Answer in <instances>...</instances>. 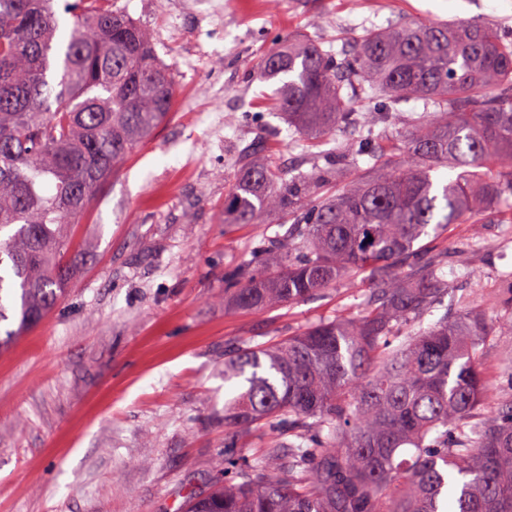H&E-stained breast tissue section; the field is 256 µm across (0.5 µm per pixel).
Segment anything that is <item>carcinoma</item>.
Returning a JSON list of instances; mask_svg holds the SVG:
<instances>
[{"label":"carcinoma","mask_w":512,"mask_h":512,"mask_svg":"<svg viewBox=\"0 0 512 512\" xmlns=\"http://www.w3.org/2000/svg\"><path fill=\"white\" fill-rule=\"evenodd\" d=\"M0 0V323L6 346L41 321L76 273L71 229L118 165L170 113L171 69L150 30L115 0ZM276 108L309 139L348 124L360 138L286 174L240 154L224 223L288 215L228 275L224 305L264 311L372 278L357 317L285 340L224 349V428L275 438L253 457L224 445L212 488L181 512H512V384L483 366L512 335V270L452 288L421 241L512 196V41L482 22L370 29L351 52L284 40L262 58ZM425 108L386 139L399 105ZM365 158L336 194L324 184ZM441 317L424 325L426 316Z\"/></svg>","instance_id":"cac0c4a2"}]
</instances>
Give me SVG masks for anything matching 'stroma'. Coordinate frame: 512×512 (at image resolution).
<instances>
[{
  "mask_svg": "<svg viewBox=\"0 0 512 512\" xmlns=\"http://www.w3.org/2000/svg\"><path fill=\"white\" fill-rule=\"evenodd\" d=\"M119 0L147 26L171 66L169 119L125 159L75 229L85 258L58 306L0 351V512H180L207 491L231 438L243 455L268 433L224 429V348L291 336L306 324L361 311L363 277L320 297L259 313L224 305V276L286 217L224 221L241 150L262 140L261 160L310 170L320 141L297 145L258 75L268 49L306 38L338 50L371 28L412 21L479 20L512 39V0ZM499 214L485 216L482 247L466 224L426 239L452 257L449 282L467 287L512 267L499 255Z\"/></svg>",
  "mask_w": 512,
  "mask_h": 512,
  "instance_id": "35a3bbf8",
  "label": "stroma"
}]
</instances>
